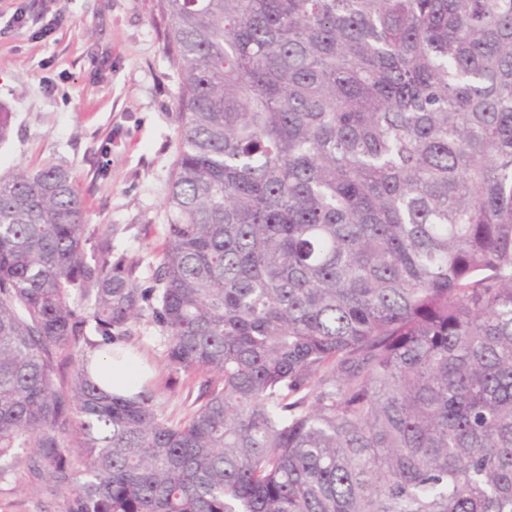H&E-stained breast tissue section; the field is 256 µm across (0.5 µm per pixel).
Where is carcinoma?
<instances>
[{"instance_id":"carcinoma-1","label":"carcinoma","mask_w":512,"mask_h":512,"mask_svg":"<svg viewBox=\"0 0 512 512\" xmlns=\"http://www.w3.org/2000/svg\"><path fill=\"white\" fill-rule=\"evenodd\" d=\"M159 11V287L68 170L0 178V479L57 512H512V0ZM146 315L206 375L177 424L73 363Z\"/></svg>"}]
</instances>
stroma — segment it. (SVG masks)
<instances>
[{"label":"stroma","instance_id":"stroma-1","mask_svg":"<svg viewBox=\"0 0 512 512\" xmlns=\"http://www.w3.org/2000/svg\"><path fill=\"white\" fill-rule=\"evenodd\" d=\"M0 0V110L11 132L0 141V177L14 169H69L87 224L139 259L141 287L153 284L179 154L178 73L158 0ZM126 344L152 372L163 417L192 410L200 373H174L149 323ZM22 479H0V512H55Z\"/></svg>","mask_w":512,"mask_h":512}]
</instances>
